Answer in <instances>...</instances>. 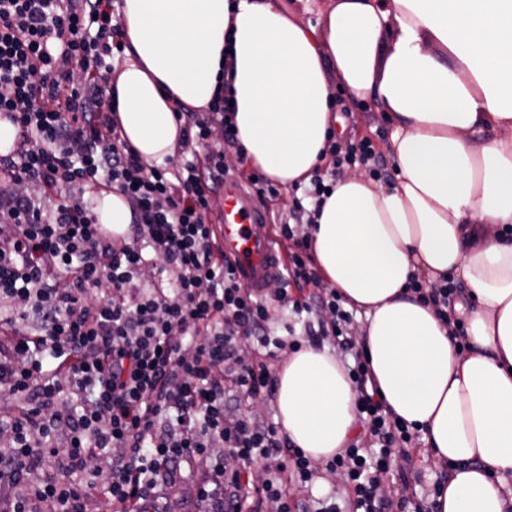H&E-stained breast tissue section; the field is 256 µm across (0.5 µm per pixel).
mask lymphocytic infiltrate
Returning <instances> with one entry per match:
<instances>
[{
	"label": "lymphocytic infiltrate",
	"mask_w": 512,
	"mask_h": 512,
	"mask_svg": "<svg viewBox=\"0 0 512 512\" xmlns=\"http://www.w3.org/2000/svg\"><path fill=\"white\" fill-rule=\"evenodd\" d=\"M121 24L112 0H0V120L18 133L0 155V396L20 412L0 421L10 445L0 449V512H89L91 485L74 482L91 458L107 454L105 496L119 512H160L164 485L208 458L195 485L193 512H278L317 473L305 453L274 424L241 413L271 400L277 379L268 366L294 351L292 336L274 335L271 302L304 319L310 345L333 339L353 351L347 375L356 392L364 441L328 461L346 487V506L316 512H385L380 476L393 449L417 434L398 423L373 382L350 331L352 312L336 291L322 292L308 238L296 225L315 211L294 201L280 226L294 241L285 287L260 296L243 287L226 262L210 218L224 180V156L209 149L216 131L236 135L228 96L207 111L176 106L189 157L176 172L147 167L121 136L112 113L114 40ZM107 180L134 219L115 238L96 221L86 190ZM315 286L290 299L288 285ZM107 286L101 299L90 288ZM326 318L312 319V312ZM259 354L243 361L240 340ZM222 454H215V445ZM260 463L263 479L250 466ZM53 466L52 477L35 474Z\"/></svg>",
	"instance_id": "lymphocytic-infiltrate-1"
}]
</instances>
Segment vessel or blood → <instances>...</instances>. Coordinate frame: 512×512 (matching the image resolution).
I'll return each instance as SVG.
<instances>
[{"label":"vessel or blood","mask_w":512,"mask_h":512,"mask_svg":"<svg viewBox=\"0 0 512 512\" xmlns=\"http://www.w3.org/2000/svg\"><path fill=\"white\" fill-rule=\"evenodd\" d=\"M221 190L224 211L218 226L219 244L234 263L239 280L264 294L270 282L280 279L284 254L264 210L245 185L228 177Z\"/></svg>","instance_id":"vessel-or-blood-1"}]
</instances>
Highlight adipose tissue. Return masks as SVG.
Returning <instances> with one entry per match:
<instances>
[{
    "label": "adipose tissue",
    "instance_id": "ef3b65f1",
    "mask_svg": "<svg viewBox=\"0 0 512 512\" xmlns=\"http://www.w3.org/2000/svg\"><path fill=\"white\" fill-rule=\"evenodd\" d=\"M125 41L112 108L147 166L231 77L237 140L253 169L309 184L335 122L331 84L394 124L396 180L337 179L309 239L321 280L366 320L358 338L388 408L448 476L431 512H512V0H335L316 24L279 0H121ZM97 220L132 222L108 183ZM450 276L468 288L447 318L407 290ZM466 321L457 335L451 321ZM282 432L324 463L357 429L356 392L329 349L279 364Z\"/></svg>",
    "mask_w": 512,
    "mask_h": 512
}]
</instances>
